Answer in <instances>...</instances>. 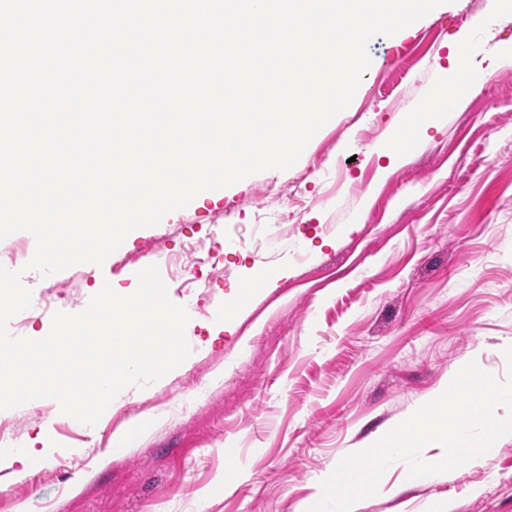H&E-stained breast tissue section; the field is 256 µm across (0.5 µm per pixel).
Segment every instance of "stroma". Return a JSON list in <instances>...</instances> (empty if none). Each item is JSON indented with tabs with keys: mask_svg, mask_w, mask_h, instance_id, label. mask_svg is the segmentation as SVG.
Returning <instances> with one entry per match:
<instances>
[{
	"mask_svg": "<svg viewBox=\"0 0 512 512\" xmlns=\"http://www.w3.org/2000/svg\"><path fill=\"white\" fill-rule=\"evenodd\" d=\"M481 59L512 49V11L499 0H447L404 33L370 44L351 104L322 127L288 170H268L132 231L103 263L46 278L22 270L32 313L9 321L38 339L54 312L85 309L95 285L137 287L143 261L167 271L187 239L224 258V274L185 292L184 367L111 403L80 427L53 400L0 413L19 425L29 476L0 446V512H303L318 478L476 361L504 377L512 344V67L477 81L482 97L419 122L436 84L454 78L449 43ZM416 140L391 164L408 126ZM284 269L239 317L225 319L243 283ZM211 384L194 412L154 422V404ZM148 422L116 454L121 426ZM361 512H512V435L453 479L407 482Z\"/></svg>",
	"mask_w": 512,
	"mask_h": 512,
	"instance_id": "35a3bbf8",
	"label": "stroma"
}]
</instances>
